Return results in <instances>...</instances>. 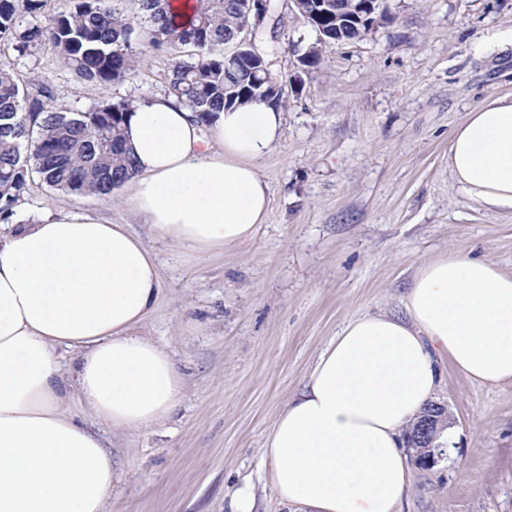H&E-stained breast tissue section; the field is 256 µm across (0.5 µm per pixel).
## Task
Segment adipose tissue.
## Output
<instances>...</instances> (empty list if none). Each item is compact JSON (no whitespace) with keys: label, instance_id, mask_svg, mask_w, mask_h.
Segmentation results:
<instances>
[{"label":"adipose tissue","instance_id":"adipose-tissue-1","mask_svg":"<svg viewBox=\"0 0 512 512\" xmlns=\"http://www.w3.org/2000/svg\"><path fill=\"white\" fill-rule=\"evenodd\" d=\"M282 113L251 102L211 124L174 98L134 103L131 209L152 235L206 255L250 243L268 184L256 163ZM448 167L476 202L512 214V96L450 134ZM160 290L153 253L128 225L61 210L0 225V512H107L112 454L65 411L70 396L118 431L163 424L183 394L166 349L136 333ZM406 317L349 321L265 441L270 481L299 512H397L410 484L403 432L433 401L438 358L483 384L512 382V275L466 254L426 262ZM79 354L69 394L57 347Z\"/></svg>","mask_w":512,"mask_h":512}]
</instances>
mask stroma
I'll use <instances>...</instances> for the list:
<instances>
[{"label": "stroma", "instance_id": "35a3bbf8", "mask_svg": "<svg viewBox=\"0 0 512 512\" xmlns=\"http://www.w3.org/2000/svg\"><path fill=\"white\" fill-rule=\"evenodd\" d=\"M391 22L337 44L304 71L291 44L312 39L295 11L277 31L271 71L287 99L282 136L258 161L270 209L252 242L197 257L151 236L124 184L77 196L31 180L20 224L66 208L130 225L156 257L161 293L138 335L163 345L184 382L162 425L115 431L78 400L67 409L112 452L108 512H292L269 482L263 448L280 409L350 320L405 315L425 262L455 253L512 274V215L470 199L448 169V139L484 100L512 93V0H386ZM125 81L89 84L53 54L0 60L20 82L56 86L57 107L90 109L166 92L167 54L137 46ZM435 395L454 442L413 466L399 512H512V384L488 386L439 364Z\"/></svg>", "mask_w": 512, "mask_h": 512}]
</instances>
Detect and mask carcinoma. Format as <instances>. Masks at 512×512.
Listing matches in <instances>:
<instances>
[{
    "label": "carcinoma",
    "mask_w": 512,
    "mask_h": 512,
    "mask_svg": "<svg viewBox=\"0 0 512 512\" xmlns=\"http://www.w3.org/2000/svg\"><path fill=\"white\" fill-rule=\"evenodd\" d=\"M45 0H0V42L17 56L49 51L81 80L108 84L125 80L137 69L132 46L133 22L116 0H68L72 8L43 12ZM146 24L150 46L171 55L167 93L208 123L216 113L250 101L283 107L275 91L266 55L255 46L261 65L238 64L233 52L243 49L239 34L247 21L246 0H196L193 20L176 28L168 15L169 0H135ZM329 14L313 13L303 4L314 41L292 44L304 69L320 66L327 48L360 40L369 26H336V9L349 0H328ZM57 89L44 81L18 82L11 66L0 64V223L13 222L16 207L38 177L47 187L73 195H108L135 173L124 134L127 101L105 100L81 112L56 108Z\"/></svg>",
    "instance_id": "1"
}]
</instances>
